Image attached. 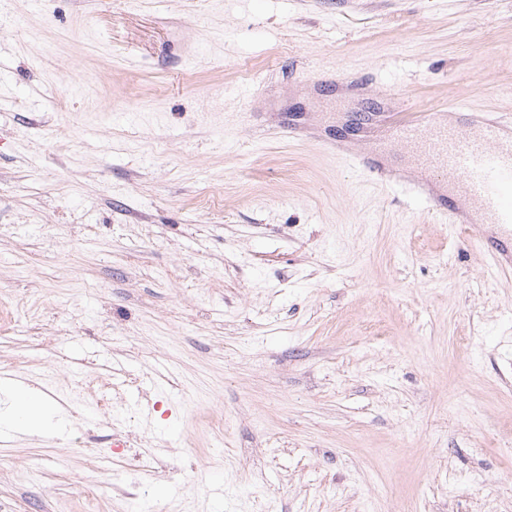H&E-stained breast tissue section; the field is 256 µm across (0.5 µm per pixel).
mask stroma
I'll list each match as a JSON object with an SVG mask.
<instances>
[{
	"label": "stroma",
	"mask_w": 512,
	"mask_h": 512,
	"mask_svg": "<svg viewBox=\"0 0 512 512\" xmlns=\"http://www.w3.org/2000/svg\"><path fill=\"white\" fill-rule=\"evenodd\" d=\"M0 43V372L65 424L0 512H512L495 227L319 148L512 118V0H0Z\"/></svg>",
	"instance_id": "1"
}]
</instances>
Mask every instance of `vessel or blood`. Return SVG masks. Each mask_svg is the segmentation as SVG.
Instances as JSON below:
<instances>
[{"label":"vessel or blood","mask_w":512,"mask_h":512,"mask_svg":"<svg viewBox=\"0 0 512 512\" xmlns=\"http://www.w3.org/2000/svg\"><path fill=\"white\" fill-rule=\"evenodd\" d=\"M392 137L405 149L419 171L407 176L346 151L341 142H326L337 159L373 184L399 186L422 200L428 211L450 226L470 222L469 210L481 213L486 223L512 229V121L498 116H472L468 125L437 119L435 113L412 110L390 123ZM457 188L469 202L461 210L435 194V181Z\"/></svg>","instance_id":"vessel-or-blood-1"}]
</instances>
